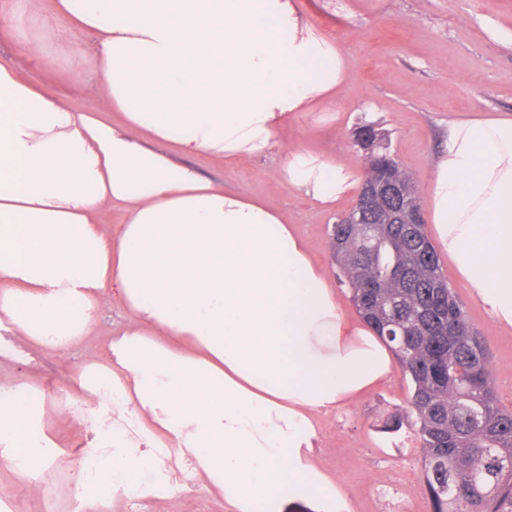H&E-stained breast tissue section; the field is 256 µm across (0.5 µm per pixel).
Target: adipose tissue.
I'll return each instance as SVG.
<instances>
[{"label":"adipose tissue","instance_id":"adipose-tissue-1","mask_svg":"<svg viewBox=\"0 0 512 512\" xmlns=\"http://www.w3.org/2000/svg\"><path fill=\"white\" fill-rule=\"evenodd\" d=\"M95 97L77 107L16 55L52 63L30 33L35 0H0V365L80 344L120 305L122 332L84 363L80 463L88 512L167 490L216 489L226 512L293 499L334 512L341 495L307 457L320 416L392 371L389 346L341 307L288 216L191 165L234 169L281 127L345 87L344 62L293 0H50ZM120 113V122L104 120ZM289 187L333 207L360 187L345 164L294 148ZM118 213L116 228L101 216ZM427 219L459 279L512 326V117L452 122ZM34 381L0 386V469L33 477L60 448Z\"/></svg>","mask_w":512,"mask_h":512}]
</instances>
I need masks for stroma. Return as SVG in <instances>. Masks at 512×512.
I'll use <instances>...</instances> for the list:
<instances>
[{
  "label": "stroma",
  "mask_w": 512,
  "mask_h": 512,
  "mask_svg": "<svg viewBox=\"0 0 512 512\" xmlns=\"http://www.w3.org/2000/svg\"><path fill=\"white\" fill-rule=\"evenodd\" d=\"M309 26L334 41L346 73L343 92L318 111L297 115L279 134L267 155L245 159L233 174L200 155L193 163L211 180L248 197L283 206L290 223L323 259L331 263L328 232L338 214L354 204L347 198L325 209L292 192L278 170L292 148H306L327 159L366 169V152L357 141L361 126L374 128L389 153L428 206L435 156L447 144L452 120L512 113V0H294ZM43 47L56 59L44 71L31 61L22 67L51 82L71 103H89L95 91L91 68L77 69L66 45L48 29L37 30ZM440 264L464 302L489 350L498 399L512 409V329L496 324L457 276L448 258ZM84 357H41L16 365L14 376L37 378L74 400L73 383ZM410 392L400 370L335 412L320 426L310 450L313 464L341 490L339 512H427L419 450L409 428L392 432L391 419L407 417ZM85 411L53 413L48 432L61 445L48 474L72 476L86 451ZM117 512H225L223 497L196 492L158 502L122 499Z\"/></svg>",
  "instance_id": "stroma-1"
}]
</instances>
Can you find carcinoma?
Returning a JSON list of instances; mask_svg holds the SVG:
<instances>
[{"label": "carcinoma", "mask_w": 512, "mask_h": 512, "mask_svg": "<svg viewBox=\"0 0 512 512\" xmlns=\"http://www.w3.org/2000/svg\"><path fill=\"white\" fill-rule=\"evenodd\" d=\"M367 222L329 230L339 281L410 382L411 425L429 512H512V410L494 391L488 352L442 271L426 225Z\"/></svg>", "instance_id": "obj_1"}]
</instances>
